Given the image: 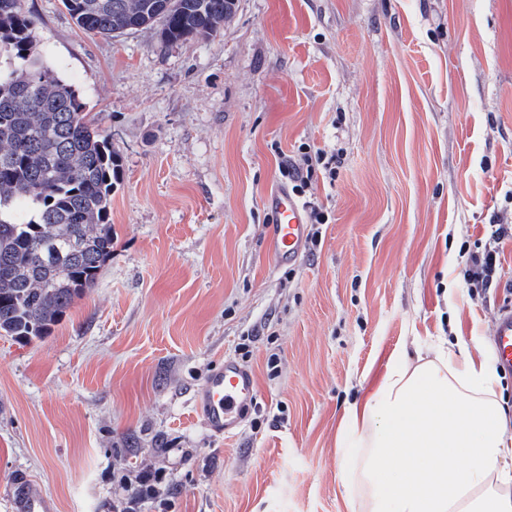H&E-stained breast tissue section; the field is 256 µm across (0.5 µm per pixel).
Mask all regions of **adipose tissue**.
Segmentation results:
<instances>
[{
  "mask_svg": "<svg viewBox=\"0 0 512 512\" xmlns=\"http://www.w3.org/2000/svg\"><path fill=\"white\" fill-rule=\"evenodd\" d=\"M496 384L460 336L434 361L391 354L340 424L346 512H512V423Z\"/></svg>",
  "mask_w": 512,
  "mask_h": 512,
  "instance_id": "obj_1",
  "label": "adipose tissue"
}]
</instances>
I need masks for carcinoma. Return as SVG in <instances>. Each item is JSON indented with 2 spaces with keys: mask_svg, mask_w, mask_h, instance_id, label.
I'll return each instance as SVG.
<instances>
[{
  "mask_svg": "<svg viewBox=\"0 0 512 512\" xmlns=\"http://www.w3.org/2000/svg\"><path fill=\"white\" fill-rule=\"evenodd\" d=\"M82 30L214 38L238 0H62ZM22 0H0V334L46 336L112 255L122 170L81 93L37 48Z\"/></svg>",
  "mask_w": 512,
  "mask_h": 512,
  "instance_id": "carcinoma-1",
  "label": "carcinoma"
}]
</instances>
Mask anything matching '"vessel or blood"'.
Segmentation results:
<instances>
[{
	"label": "vessel or blood",
	"mask_w": 512,
	"mask_h": 512,
	"mask_svg": "<svg viewBox=\"0 0 512 512\" xmlns=\"http://www.w3.org/2000/svg\"><path fill=\"white\" fill-rule=\"evenodd\" d=\"M265 202L274 215L266 232L269 254L280 264L296 262L308 233L305 207L285 188L268 192ZM495 350L499 363L512 369V309H503L499 315ZM255 396L252 373L228 360L207 376L193 404L205 428L217 435H230L241 426L243 410ZM57 509L56 500L36 486L23 488L14 499V512H57Z\"/></svg>",
	"instance_id": "b4317fda"
}]
</instances>
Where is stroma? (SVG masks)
I'll return each mask as SVG.
<instances>
[{"mask_svg":"<svg viewBox=\"0 0 512 512\" xmlns=\"http://www.w3.org/2000/svg\"><path fill=\"white\" fill-rule=\"evenodd\" d=\"M123 163L112 255L30 342L0 336V512H345L338 440L388 355L494 350L512 306V0H239L214 38L80 29L23 0ZM338 153L297 264L264 249L281 155ZM490 287L472 274L496 225ZM232 359L242 427L193 407ZM15 512H56L57 502L36 486L23 488L14 498Z\"/></svg>","mask_w":512,"mask_h":512,"instance_id":"35a3bbf8","label":"stroma"}]
</instances>
